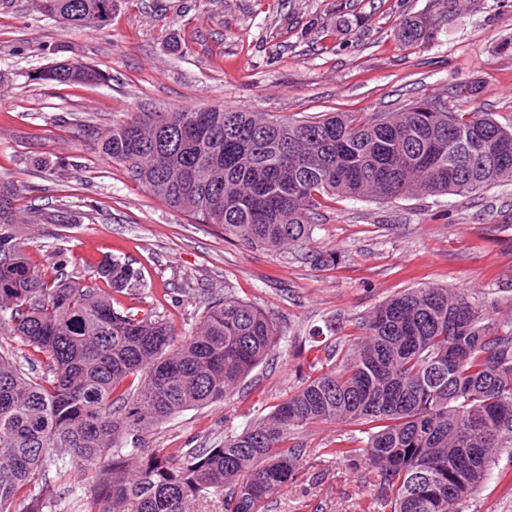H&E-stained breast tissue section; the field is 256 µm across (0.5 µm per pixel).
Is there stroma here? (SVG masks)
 I'll return each mask as SVG.
<instances>
[{"label":"stroma","mask_w":512,"mask_h":512,"mask_svg":"<svg viewBox=\"0 0 512 512\" xmlns=\"http://www.w3.org/2000/svg\"><path fill=\"white\" fill-rule=\"evenodd\" d=\"M439 15L427 42L396 38L412 15ZM184 49L173 52L170 38ZM105 73L104 83L68 87L30 82L61 51ZM0 176L26 186L22 204L82 223L49 239L40 224L16 234L30 262L63 249L86 283L109 258L131 260L144 286L118 307L150 309L187 333L211 294L233 287L277 323L279 351L224 400L159 426L155 448H210L302 385L309 365L362 333L378 305L407 288L474 289L512 315V182L473 195H420L393 202L339 198L319 210L317 247L341 252L335 267L301 250L270 251L225 241L130 180L101 154L96 133L129 112L225 105L281 118L327 112H394L407 100L444 98L449 111L479 109L512 126V0H114L101 29L77 30L37 13L31 0H0ZM68 162L50 179L45 162ZM334 322L336 335L311 334ZM357 427L316 423L291 437L306 453L296 481L268 512H380L356 490L368 465L352 468L327 451ZM468 512H512V472L492 475Z\"/></svg>","instance_id":"stroma-1"}]
</instances>
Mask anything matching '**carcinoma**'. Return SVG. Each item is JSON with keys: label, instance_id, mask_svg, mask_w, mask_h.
<instances>
[{"label": "carcinoma", "instance_id": "obj_1", "mask_svg": "<svg viewBox=\"0 0 512 512\" xmlns=\"http://www.w3.org/2000/svg\"><path fill=\"white\" fill-rule=\"evenodd\" d=\"M106 0H43L39 13L97 28ZM427 14L406 18L400 42L433 32ZM76 86L107 76L68 58L31 75ZM102 153L171 208L273 251L307 249L317 266L334 251L312 248L310 215L336 197L395 201L418 194L486 191L512 176V129L487 113L450 112L417 98L397 112H332L288 120L228 108L130 112L99 137ZM23 188L0 176V512H43L69 494L67 468L83 476L87 512H264L298 473L305 449L289 437L310 424L359 425L361 454L385 512H466L490 480L498 454L512 456V318L467 290L408 288L373 310L364 335L336 350V363L307 377L268 415L224 435L216 448L176 456L145 447L183 411L224 400L281 346L277 324L233 288L205 302L202 321L180 335L151 310H120L114 294L142 288L117 258L95 288L70 274L62 253L32 265L13 233ZM60 236L52 212L27 214Z\"/></svg>", "mask_w": 512, "mask_h": 512}]
</instances>
